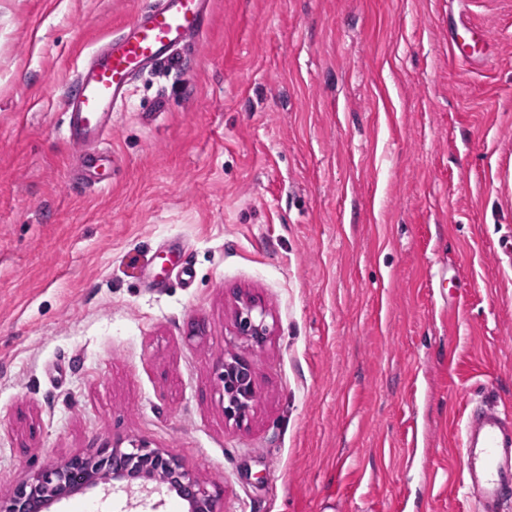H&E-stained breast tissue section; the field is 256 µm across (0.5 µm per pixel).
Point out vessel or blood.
<instances>
[{"label": "vessel or blood", "mask_w": 512, "mask_h": 512, "mask_svg": "<svg viewBox=\"0 0 512 512\" xmlns=\"http://www.w3.org/2000/svg\"><path fill=\"white\" fill-rule=\"evenodd\" d=\"M210 0H154L94 50L63 97L66 132L82 146L80 172L101 185L109 157L98 147L103 114L124 105L133 82L166 64L207 30ZM460 470L479 512H506L512 503V420L494 406L470 409L461 432Z\"/></svg>", "instance_id": "1"}]
</instances>
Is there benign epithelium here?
<instances>
[{
  "label": "benign epithelium",
  "mask_w": 512,
  "mask_h": 512,
  "mask_svg": "<svg viewBox=\"0 0 512 512\" xmlns=\"http://www.w3.org/2000/svg\"><path fill=\"white\" fill-rule=\"evenodd\" d=\"M236 336L246 348L224 359V416L236 423L248 416L257 398L251 353L270 335L265 311L255 302H240L235 316ZM76 473L84 475V485L112 484L129 490L138 481L159 478L188 503L189 512H220L216 495L172 454L152 448L145 441L123 450L102 448L92 454L75 456L65 465H52L31 482L20 485L12 495L0 498V512H43L54 501L71 497L77 489Z\"/></svg>",
  "instance_id": "benign-epithelium-1"
}]
</instances>
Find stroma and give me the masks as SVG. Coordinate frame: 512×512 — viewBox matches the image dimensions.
I'll return each instance as SVG.
<instances>
[{
    "mask_svg": "<svg viewBox=\"0 0 512 512\" xmlns=\"http://www.w3.org/2000/svg\"><path fill=\"white\" fill-rule=\"evenodd\" d=\"M152 0H0V495L100 448L223 512H478L470 406L512 418V0H211L73 172L77 65ZM489 31L461 64L450 31ZM272 332L225 420L239 297ZM97 485L47 512H172Z\"/></svg>",
    "mask_w": 512,
    "mask_h": 512,
    "instance_id": "35a3bbf8",
    "label": "stroma"
}]
</instances>
